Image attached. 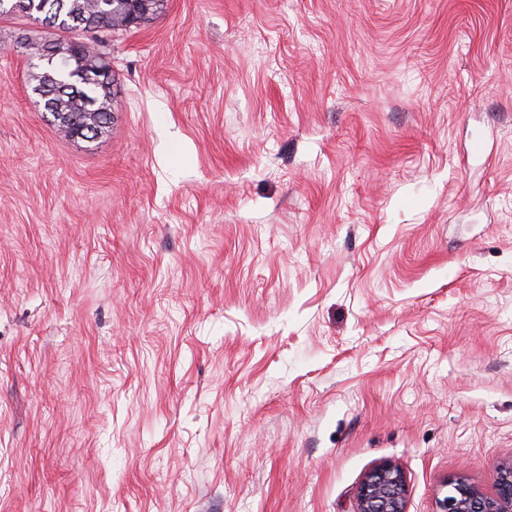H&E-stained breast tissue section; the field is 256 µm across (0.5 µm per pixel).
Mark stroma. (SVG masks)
<instances>
[{"label":"stroma","mask_w":512,"mask_h":512,"mask_svg":"<svg viewBox=\"0 0 512 512\" xmlns=\"http://www.w3.org/2000/svg\"><path fill=\"white\" fill-rule=\"evenodd\" d=\"M0 18V512H407L512 462V0H164L61 137ZM406 493L402 468L391 461L380 462L362 478L354 512H406Z\"/></svg>","instance_id":"stroma-1"}]
</instances>
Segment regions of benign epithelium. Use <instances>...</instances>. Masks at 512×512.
<instances>
[{
	"label": "benign epithelium",
	"instance_id": "obj_1",
	"mask_svg": "<svg viewBox=\"0 0 512 512\" xmlns=\"http://www.w3.org/2000/svg\"><path fill=\"white\" fill-rule=\"evenodd\" d=\"M124 8L121 28L137 26L157 12L163 0H114ZM29 60L40 63L49 60L71 68L74 79L95 88L114 82L112 66L102 61L100 66H83V43L73 40L65 49L31 35L23 42ZM448 495L440 501L439 512H512V463L501 467L494 480V492L486 494L463 479L448 483ZM406 478L402 468L391 461L371 467L362 478L356 493L354 512H406Z\"/></svg>",
	"mask_w": 512,
	"mask_h": 512
}]
</instances>
